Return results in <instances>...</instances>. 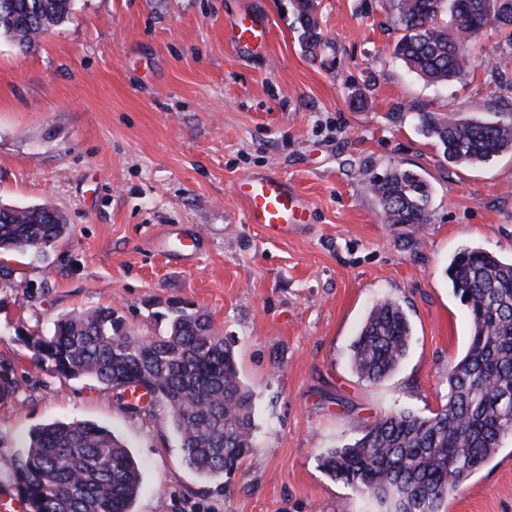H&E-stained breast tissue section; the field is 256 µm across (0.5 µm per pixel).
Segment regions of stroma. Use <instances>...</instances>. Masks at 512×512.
Masks as SVG:
<instances>
[{"label":"stroma","instance_id":"obj_1","mask_svg":"<svg viewBox=\"0 0 512 512\" xmlns=\"http://www.w3.org/2000/svg\"><path fill=\"white\" fill-rule=\"evenodd\" d=\"M331 51L301 49L291 0H74L63 24L22 50L0 39V205L53 204L70 233L0 253V492L32 432L56 420L110 429L142 467L134 512H379L329 478L318 456L390 410L428 416L447 401L448 366L470 319L446 269L476 245L512 258V152L464 167L425 137L420 112H512L503 43L485 34L470 72L425 83L392 58L389 0H318ZM251 10L265 43L240 52L224 25ZM395 167L430 184L429 222L383 223L368 189ZM276 173L309 200V224L274 236L246 221L243 177ZM192 228V264L156 251ZM398 302L412 336L385 380L361 379L351 344L379 301ZM180 301L231 342L253 393L257 457L231 479L184 461L168 409L127 407L91 377L36 363L24 338L58 316L109 306L139 334ZM441 512H512V440Z\"/></svg>","mask_w":512,"mask_h":512}]
</instances>
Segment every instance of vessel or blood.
Returning <instances> with one entry per match:
<instances>
[{"label": "vessel or blood", "instance_id": "1", "mask_svg": "<svg viewBox=\"0 0 512 512\" xmlns=\"http://www.w3.org/2000/svg\"><path fill=\"white\" fill-rule=\"evenodd\" d=\"M266 23L260 17L241 12L224 26V35L240 51H248L256 40L264 39ZM236 193L246 207L248 223L262 225L267 232L280 234L308 223V201L281 176L269 173L240 180Z\"/></svg>", "mask_w": 512, "mask_h": 512}]
</instances>
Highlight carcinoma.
I'll return each instance as SVG.
<instances>
[{"label": "carcinoma", "instance_id": "cac0c4a2", "mask_svg": "<svg viewBox=\"0 0 512 512\" xmlns=\"http://www.w3.org/2000/svg\"><path fill=\"white\" fill-rule=\"evenodd\" d=\"M74 0H0V37L27 49L64 23ZM402 35L392 57L422 80L444 84L469 73L474 43L486 29L512 45V0H390ZM296 29L310 56L331 48L318 0H293ZM423 131L448 162L484 163L512 150L509 118L421 112ZM386 224L429 220L431 188L395 168L369 180ZM70 230L50 203L0 207V252L39 249ZM466 306L465 354L448 365V400L430 416L388 411L354 442L319 456L322 470L375 499L384 512H439L442 503L512 438V260L478 247L448 265ZM161 335L142 336L110 307L64 314L48 334L25 338L40 363L66 379L92 377L112 388L143 386L165 403L187 464L208 478L229 477L256 458L253 393L240 377L233 346L198 311L162 315ZM412 336L403 307L391 300L369 311L352 345L360 378L380 382L405 358ZM18 490L31 512H134L142 469L126 445L91 421L38 428L20 459Z\"/></svg>", "mask_w": 512, "mask_h": 512}]
</instances>
